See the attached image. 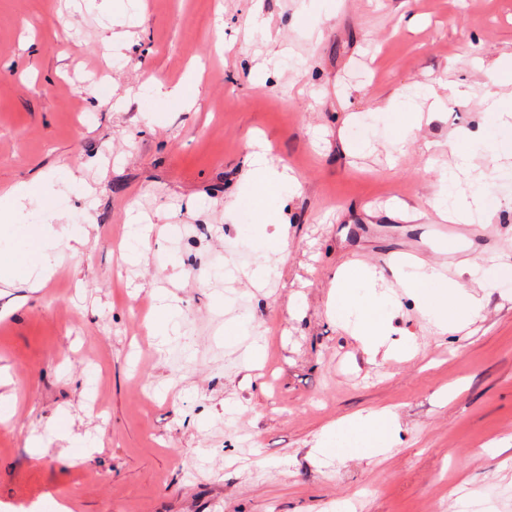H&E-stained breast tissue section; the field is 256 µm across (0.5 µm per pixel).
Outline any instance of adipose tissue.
<instances>
[{
	"mask_svg": "<svg viewBox=\"0 0 512 512\" xmlns=\"http://www.w3.org/2000/svg\"><path fill=\"white\" fill-rule=\"evenodd\" d=\"M243 188L254 198L261 199L297 192L300 183L289 174L287 165L274 164L265 152L257 151L249 163ZM36 204L49 210L55 218L63 216L51 180L21 182L0 194V238L6 242L4 251L0 252V263L23 271V283L34 291L42 288L52 275L57 259V245L48 226L22 223L28 209ZM394 275L399 287L416 301L421 316L444 334L462 332L480 317L484 304L475 294V287L497 288L502 283L500 272L476 261L463 262L454 279L446 278L442 266L421 259L396 266ZM356 278L368 286L365 298H356L350 286L352 277L340 272L336 275L329 310L351 327L364 352L374 358L389 344L391 326L384 309L390 297L378 290L379 276L375 268L361 266ZM396 429V417L387 410L348 418L337 422L336 443L323 446L322 452L329 455L336 450L350 449L370 456L392 446Z\"/></svg>",
	"mask_w": 512,
	"mask_h": 512,
	"instance_id": "1",
	"label": "adipose tissue"
}]
</instances>
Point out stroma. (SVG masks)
Here are the masks:
<instances>
[{
    "mask_svg": "<svg viewBox=\"0 0 512 512\" xmlns=\"http://www.w3.org/2000/svg\"><path fill=\"white\" fill-rule=\"evenodd\" d=\"M86 2L0 0V191L60 170L90 187L83 201L55 184L66 223L90 226L81 250L39 291L0 284V374L18 383L0 512H460L464 495L512 512V298L481 289V317L444 335L400 296L391 340L413 351L376 361L327 312L344 265L376 267L387 291L403 253L450 275L512 266V124L489 108L512 101V0ZM113 8L132 22L109 23ZM151 77L187 101L149 97ZM392 98L399 113L380 111ZM259 138L302 184L280 205V252L254 248L262 226L233 203ZM460 152L462 188L498 206L452 252L427 199ZM134 214L153 230L128 264ZM234 248L273 268L264 286ZM162 288L180 324L163 346L147 327ZM382 409L398 418L387 452L319 453L327 426ZM56 419L94 452L31 447Z\"/></svg>",
    "mask_w": 512,
    "mask_h": 512,
    "instance_id": "obj_1",
    "label": "stroma"
}]
</instances>
